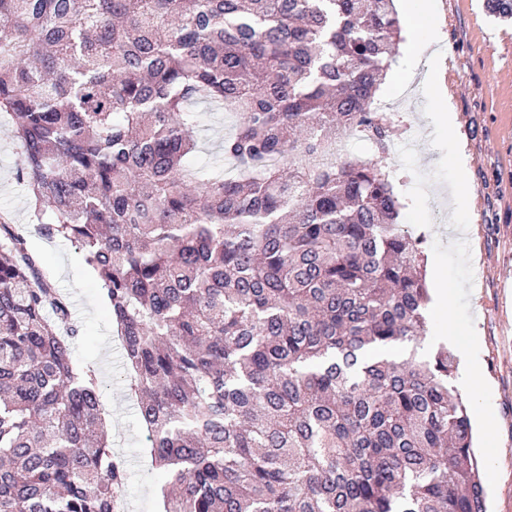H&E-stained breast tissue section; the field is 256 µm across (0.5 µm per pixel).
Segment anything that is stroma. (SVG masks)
Returning <instances> with one entry per match:
<instances>
[{
    "label": "stroma",
    "instance_id": "1",
    "mask_svg": "<svg viewBox=\"0 0 512 512\" xmlns=\"http://www.w3.org/2000/svg\"><path fill=\"white\" fill-rule=\"evenodd\" d=\"M440 35L433 47H401L379 93L394 129L391 159L403 208L401 222L422 237L426 272L452 296L448 312L431 318L425 353L455 338L471 344L488 388L465 391L485 410L493 429L475 426V444L495 443L485 457L489 512H512V23L490 15L485 0H425ZM450 94L467 158L459 168L448 136L430 120L434 90ZM11 116L0 114V214L24 228L30 250L71 305L79 329L71 356L97 370L102 407L112 410V447L125 463L127 512H161L164 477L145 449L147 431L129 389L123 347L103 291L78 245L50 239L32 221V199L16 177L21 148L10 136ZM464 186L471 199L459 218L465 234L449 240L448 189Z\"/></svg>",
    "mask_w": 512,
    "mask_h": 512
}]
</instances>
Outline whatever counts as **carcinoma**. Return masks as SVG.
Returning <instances> with one entry per match:
<instances>
[{"instance_id": "carcinoma-1", "label": "carcinoma", "mask_w": 512, "mask_h": 512, "mask_svg": "<svg viewBox=\"0 0 512 512\" xmlns=\"http://www.w3.org/2000/svg\"><path fill=\"white\" fill-rule=\"evenodd\" d=\"M401 42L395 0H0L18 179L102 283L163 512H487L373 108ZM196 104L235 120L214 164ZM348 132L376 157L306 165ZM77 333L0 216V512H115Z\"/></svg>"}]
</instances>
